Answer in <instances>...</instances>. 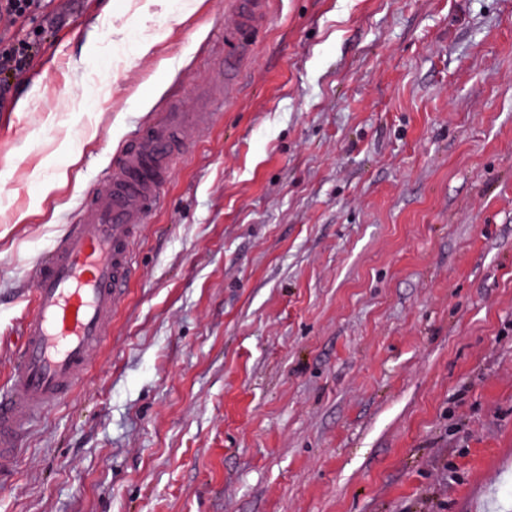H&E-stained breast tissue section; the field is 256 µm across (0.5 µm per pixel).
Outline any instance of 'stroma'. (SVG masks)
Segmentation results:
<instances>
[{"label":"stroma","instance_id":"obj_1","mask_svg":"<svg viewBox=\"0 0 512 512\" xmlns=\"http://www.w3.org/2000/svg\"><path fill=\"white\" fill-rule=\"evenodd\" d=\"M235 2L57 0L60 28L26 26L0 385L34 260L136 130L171 103L217 120L0 512H512V0H268L227 94Z\"/></svg>","mask_w":512,"mask_h":512}]
</instances>
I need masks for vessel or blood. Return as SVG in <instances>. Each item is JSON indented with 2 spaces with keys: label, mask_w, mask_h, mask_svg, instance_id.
<instances>
[{
  "label": "vessel or blood",
  "mask_w": 512,
  "mask_h": 512,
  "mask_svg": "<svg viewBox=\"0 0 512 512\" xmlns=\"http://www.w3.org/2000/svg\"><path fill=\"white\" fill-rule=\"evenodd\" d=\"M238 29L227 30L219 81L232 89L247 58L239 28L261 21L265 0H238ZM216 120L212 112L170 106L146 123L109 176L106 192L83 203L72 224L31 268L32 311L21 346L0 389V468L12 462L20 434L82 381L92 353L104 343L127 285L142 224L168 182L173 164Z\"/></svg>",
  "instance_id": "b4317fda"
}]
</instances>
